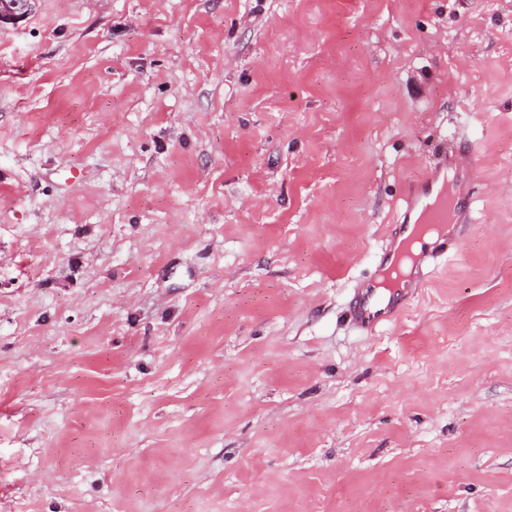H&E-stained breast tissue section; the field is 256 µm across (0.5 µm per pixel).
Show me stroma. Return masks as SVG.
I'll use <instances>...</instances> for the list:
<instances>
[{
    "label": "stroma",
    "mask_w": 512,
    "mask_h": 512,
    "mask_svg": "<svg viewBox=\"0 0 512 512\" xmlns=\"http://www.w3.org/2000/svg\"><path fill=\"white\" fill-rule=\"evenodd\" d=\"M465 149L459 249L349 331ZM0 512H512V0L0 14Z\"/></svg>",
    "instance_id": "1"
}]
</instances>
